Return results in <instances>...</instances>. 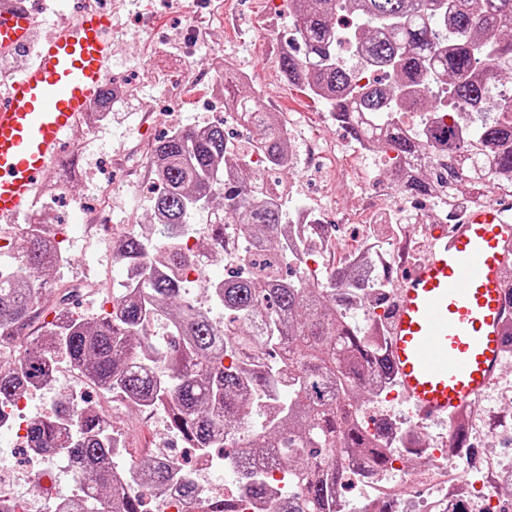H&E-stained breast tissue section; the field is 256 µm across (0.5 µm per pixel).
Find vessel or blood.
Returning <instances> with one entry per match:
<instances>
[{"label":"vessel or blood","mask_w":512,"mask_h":512,"mask_svg":"<svg viewBox=\"0 0 512 512\" xmlns=\"http://www.w3.org/2000/svg\"><path fill=\"white\" fill-rule=\"evenodd\" d=\"M33 0H0V58L34 52L0 95V226L21 228L44 173L97 104L112 69L109 14L74 7L40 36ZM429 253L406 264L385 323L387 354L416 417L456 421L495 383L512 314L503 268L512 260V213L489 203L434 224Z\"/></svg>","instance_id":"vessel-or-blood-1"}]
</instances>
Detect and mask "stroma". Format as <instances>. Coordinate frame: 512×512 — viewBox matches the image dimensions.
<instances>
[{"mask_svg":"<svg viewBox=\"0 0 512 512\" xmlns=\"http://www.w3.org/2000/svg\"><path fill=\"white\" fill-rule=\"evenodd\" d=\"M98 9L112 14V79L120 90L112 119L74 134L50 171L63 193L49 208L51 219L69 227V264L57 278L61 288L75 289L70 307L81 314L99 313L112 285L126 271L113 264L108 246L123 225L150 215V185L156 177L149 164L151 144L176 127L203 126L223 119L220 111L202 112L200 98L209 96L208 78L189 82L188 73L204 67L210 75L238 62L245 70L274 80L276 92L267 97L269 111L280 113L289 128L305 141L320 143L325 172L335 174L332 190L321 181L293 169L285 177L293 201L327 203L323 223L336 227V241L350 249L370 230L383 251H392L397 233L407 227L406 212H392L390 221L364 227L365 212L382 204L385 186L393 182L386 159L355 150L354 143L333 120L326 104L301 87L288 84L278 67L282 37L292 21L276 12L271 0H97ZM208 21L205 36L187 40L197 17ZM270 25L278 37L260 39L258 28ZM480 424L469 427L471 443L512 462V356L506 357L497 383L479 402ZM127 432L134 448H156L169 428L165 418L125 410L113 419Z\"/></svg>","mask_w":512,"mask_h":512,"instance_id":"stroma-1","label":"stroma"}]
</instances>
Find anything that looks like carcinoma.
I'll return each instance as SVG.
<instances>
[{"label":"carcinoma","mask_w":512,"mask_h":512,"mask_svg":"<svg viewBox=\"0 0 512 512\" xmlns=\"http://www.w3.org/2000/svg\"><path fill=\"white\" fill-rule=\"evenodd\" d=\"M355 14L340 37L337 5ZM302 51L282 48L284 79L322 99L336 123L359 142L367 136L390 157L399 187L410 198L512 179V0H288ZM350 45L356 65L336 57ZM381 67L389 81L364 85L361 60ZM448 86V103H432L431 88ZM253 148L278 176L289 172L283 123L253 93L232 90ZM496 100L494 112L484 111ZM425 112L417 131L405 110ZM224 123L176 129L150 147L157 186L152 224L120 235L112 262L126 279L112 289L114 311L87 319L68 311L72 291L59 297L46 321V292L67 262L37 219L25 226L21 247L0 274V337L15 342L0 364V422L11 402L31 387L50 384L57 356L89 383L143 412H162L171 430L199 452L215 444H243L224 457L241 494L262 498L269 473L249 459L264 457L282 474L277 512H348L340 487L351 473L364 479L392 467L385 438L398 430L387 420L370 426L359 395H374L373 375L394 377L387 349L370 340L345 310L369 286L350 280L343 266L314 281L302 271L304 253L288 237L285 197L255 194L263 174L233 158ZM431 154L436 166L415 161ZM209 209L203 231L208 263L235 236L242 265L186 300L181 242L197 206ZM295 267L284 277L282 266ZM162 321L166 339L144 329ZM43 333L34 335L35 325ZM229 364H224L225 359ZM32 448L53 452L79 485L57 512H143L146 494L174 490L193 499L197 480L161 451L129 455L125 436L94 407L64 399L27 424ZM128 457L130 468L118 459Z\"/></svg>","instance_id":"1"}]
</instances>
